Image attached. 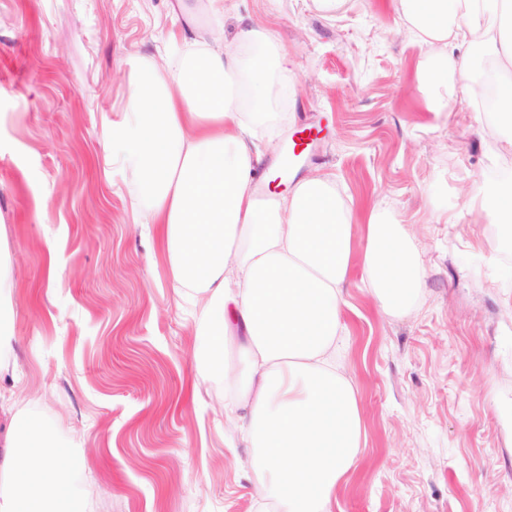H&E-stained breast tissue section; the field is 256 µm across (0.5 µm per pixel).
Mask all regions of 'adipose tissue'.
I'll return each mask as SVG.
<instances>
[{
	"label": "adipose tissue",
	"mask_w": 512,
	"mask_h": 512,
	"mask_svg": "<svg viewBox=\"0 0 512 512\" xmlns=\"http://www.w3.org/2000/svg\"><path fill=\"white\" fill-rule=\"evenodd\" d=\"M390 4L435 52V66L419 75L428 111L478 98V47L509 76L494 120L512 124V0ZM240 39L256 51L208 50L170 82L144 80L112 130V149L151 189L148 219L162 228L176 287L200 310L208 368L241 410L257 489L275 512H332L363 435L356 389L336 367L343 289L360 264L376 303L398 317L417 301L424 269L404 225L377 207L355 250L356 215L332 173L255 191L254 128L270 72L287 71L288 55L272 31L246 25ZM70 481L58 448L36 423H21L0 453V512H47Z\"/></svg>",
	"instance_id": "obj_1"
}]
</instances>
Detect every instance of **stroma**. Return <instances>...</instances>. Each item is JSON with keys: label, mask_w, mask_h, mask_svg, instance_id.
<instances>
[{"label": "stroma", "mask_w": 512, "mask_h": 512, "mask_svg": "<svg viewBox=\"0 0 512 512\" xmlns=\"http://www.w3.org/2000/svg\"><path fill=\"white\" fill-rule=\"evenodd\" d=\"M276 33L257 172L299 125L321 133L286 183L334 173L355 213L404 224L425 277L383 314L360 271L338 361L363 412L333 512H512V261L487 204L512 132L425 108L428 56L389 0H0V231L15 345L0 428L23 415L71 454L72 512H274L224 419V383L175 288L148 188L112 154L144 77L203 47L237 50L240 17Z\"/></svg>", "instance_id": "1"}]
</instances>
